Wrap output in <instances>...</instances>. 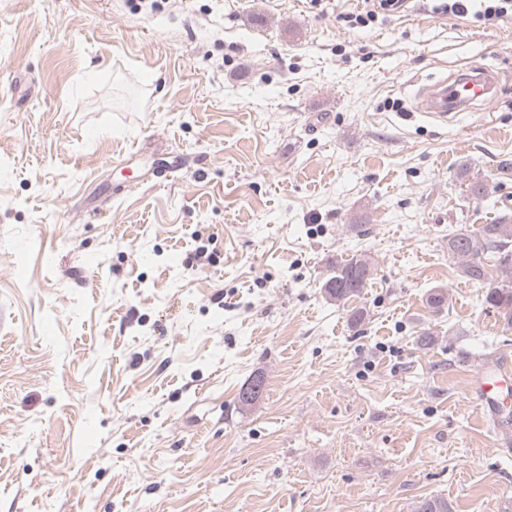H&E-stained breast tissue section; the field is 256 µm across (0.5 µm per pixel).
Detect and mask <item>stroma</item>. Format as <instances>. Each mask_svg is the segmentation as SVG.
Returning <instances> with one entry per match:
<instances>
[{
	"label": "stroma",
	"mask_w": 512,
	"mask_h": 512,
	"mask_svg": "<svg viewBox=\"0 0 512 512\" xmlns=\"http://www.w3.org/2000/svg\"><path fill=\"white\" fill-rule=\"evenodd\" d=\"M355 5L0 0V512L512 503V423L470 386L512 330L448 254L512 215V20ZM475 61L490 105L420 110ZM360 254L370 285L330 302ZM362 5L355 11L340 16L342 21L352 28H366L376 25L379 21H387L388 18L399 13L405 6L406 0H360ZM372 279L373 267L369 260L354 256L336 261L322 288L329 301L341 304L362 293Z\"/></svg>",
	"instance_id": "1"
}]
</instances>
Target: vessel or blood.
I'll list each match as a JSON object with an SVG mask.
<instances>
[{"label": "vessel or blood", "instance_id": "1", "mask_svg": "<svg viewBox=\"0 0 512 512\" xmlns=\"http://www.w3.org/2000/svg\"><path fill=\"white\" fill-rule=\"evenodd\" d=\"M474 72L455 80L443 81L432 86L424 95L420 108L435 121L444 123L464 112L474 101H488L494 85L490 72L481 64H474ZM512 383V374L505 371L479 372L475 379L478 400L487 410L500 405L499 393Z\"/></svg>", "mask_w": 512, "mask_h": 512}]
</instances>
